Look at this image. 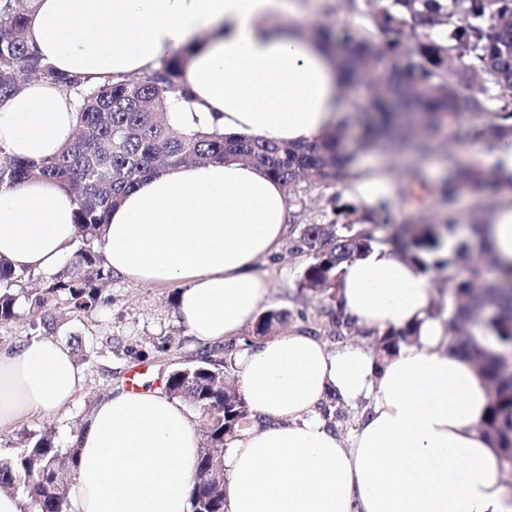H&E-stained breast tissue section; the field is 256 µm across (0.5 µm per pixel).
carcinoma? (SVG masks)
Segmentation results:
<instances>
[{
	"instance_id": "1",
	"label": "carcinoma",
	"mask_w": 512,
	"mask_h": 512,
	"mask_svg": "<svg viewBox=\"0 0 512 512\" xmlns=\"http://www.w3.org/2000/svg\"><path fill=\"white\" fill-rule=\"evenodd\" d=\"M33 0H0V98L13 94L20 82L47 79L78 97L79 125L73 141L58 156L42 162L18 158L0 148V189L33 179H51L77 202L76 247L70 266L74 273L43 280L40 292L27 296L29 313L55 330L50 310L66 303L76 311L96 308L106 301L103 286L112 279L105 265L104 230L109 213L124 195L153 177L161 168L236 159L253 164L284 188L293 190L299 177L310 174L320 182L354 176L355 155L345 149L349 124H340L303 145L279 144L248 135H226L214 130H182L170 120L179 103L191 102L179 78L189 59L175 54L137 80L110 77L94 86L89 78L65 75L30 49L25 32ZM361 15L360 30L344 29L331 40L323 27L312 36L336 45L354 77L373 68L374 88L366 104L354 106L359 119V141L374 147L395 141L427 153L444 125L466 122L465 137L473 143H495L512 135V0H338ZM449 177L442 193L453 196L464 186L481 198L486 180L480 170L448 154ZM361 212L362 223L335 219L305 224L296 250L308 253L300 290L322 297L329 318V336L338 340L357 328L343 319L338 307L341 266L369 251L380 239L377 228H390L386 238L393 252L424 271L436 270L453 307L448 315L451 348L471 360L489 383L491 415L485 423L490 438L501 449L503 464L512 466V370L503 354L489 349L471 331L455 333L458 324L485 315L483 330L512 347V274L492 279L495 256L483 243L479 225L470 238H455L453 219L421 224L411 217L390 224L368 205L345 203L336 207L345 218ZM25 273L16 272L0 258V322L18 316L14 290ZM285 310L270 309L255 325V335L266 336L288 319ZM418 335L415 328L392 329L378 337L380 358L394 355L401 344ZM236 343L215 348L199 359L171 371L165 392L207 419L208 446L200 448L191 490V512H224V486L213 473L224 468V455L215 449L231 443L249 419L246 399L224 402V378L235 368ZM79 449L56 446L52 435L29 433L14 450L0 455V487L27 502L28 512H68L67 479L76 476Z\"/></svg>"
}]
</instances>
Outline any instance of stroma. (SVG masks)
I'll return each instance as SVG.
<instances>
[{"label": "stroma", "mask_w": 512, "mask_h": 512, "mask_svg": "<svg viewBox=\"0 0 512 512\" xmlns=\"http://www.w3.org/2000/svg\"><path fill=\"white\" fill-rule=\"evenodd\" d=\"M298 13L294 22L300 31L325 23L334 28L361 27V16L338 7L336 0H295ZM348 150L357 154L354 175L326 184L300 182L288 197L291 211L300 213L303 223L328 222L336 217L337 199L357 201L354 189L358 179L378 178L391 188L388 202L399 215L418 214L424 220L437 221L443 212L436 189L443 173L442 158L454 152L464 163L489 170V149L469 142L462 127H444L433 152L425 157L410 149L362 150L357 141H349ZM420 167L429 194L421 208L404 197L402 187L408 171ZM297 235L287 231L276 254L257 261L256 269L269 283L268 307L287 310L290 317L277 326V334L310 328L329 347H336L329 337L327 320L322 316V303L302 294L299 284L309 263L306 254L296 252ZM178 293L174 285H147L116 276L104 294L107 304L91 311L73 313L64 308L52 309L56 322L54 338L66 344L76 365L83 371L85 382L68 412L53 418L30 417L14 429L0 431V454L16 448L23 433L52 432L56 445L69 447L74 435L88 422L92 406L112 389L128 386L132 375H139L152 387L163 385L167 374L184 359L198 352V345L188 337L175 314ZM171 342L169 352H154L159 340Z\"/></svg>", "instance_id": "stroma-1"}]
</instances>
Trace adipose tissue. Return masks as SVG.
Returning a JSON list of instances; mask_svg holds the SVG:
<instances>
[{
	"label": "adipose tissue",
	"mask_w": 512,
	"mask_h": 512,
	"mask_svg": "<svg viewBox=\"0 0 512 512\" xmlns=\"http://www.w3.org/2000/svg\"><path fill=\"white\" fill-rule=\"evenodd\" d=\"M292 0H36L28 45L56 71L117 79L189 49L180 85L192 104L177 126L302 144L345 113L346 79L327 45L286 21ZM75 101L46 80L0 101V147L35 161L74 138ZM491 165L508 200L484 217L500 271H512V138ZM74 198L48 179L0 190V257L52 272L77 238ZM288 201L280 182L228 159L165 169L130 191L105 228L113 273L176 284L177 313L198 345L250 324L269 296L254 270L277 252ZM343 315L376 333L410 326L416 340L385 361L347 344L328 349L291 332L236 355L248 428L224 454L225 512H512L500 450L484 433L492 393L447 346L430 315L428 275L382 247L345 262ZM84 374L64 344L33 338L0 348V431L65 412ZM367 400L348 436L322 413L329 397ZM69 512H190L200 437L188 408L163 390L116 389L79 432Z\"/></svg>",
	"instance_id": "ef3b65f1"
}]
</instances>
